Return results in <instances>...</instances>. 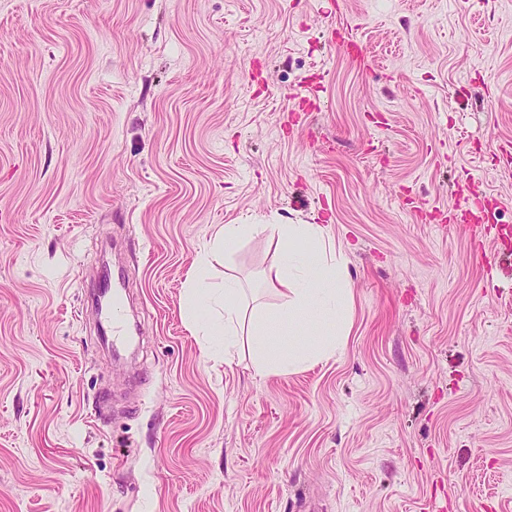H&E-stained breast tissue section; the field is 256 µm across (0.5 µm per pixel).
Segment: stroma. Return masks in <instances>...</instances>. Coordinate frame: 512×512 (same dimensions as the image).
I'll return each instance as SVG.
<instances>
[{"instance_id": "35a3bbf8", "label": "stroma", "mask_w": 512, "mask_h": 512, "mask_svg": "<svg viewBox=\"0 0 512 512\" xmlns=\"http://www.w3.org/2000/svg\"><path fill=\"white\" fill-rule=\"evenodd\" d=\"M466 194L512 226V0H0V512H512V269ZM227 224L250 316L267 225H328L342 352L209 355L184 296ZM121 288H124V284L120 278L108 279L99 285L94 294L99 315L110 324L112 344L121 343L126 336L124 314L114 300Z\"/></svg>"}]
</instances>
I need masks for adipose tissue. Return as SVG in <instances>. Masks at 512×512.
Wrapping results in <instances>:
<instances>
[{
  "label": "adipose tissue",
  "instance_id": "1",
  "mask_svg": "<svg viewBox=\"0 0 512 512\" xmlns=\"http://www.w3.org/2000/svg\"><path fill=\"white\" fill-rule=\"evenodd\" d=\"M269 240L277 253L276 280L287 288V302L275 319L287 322L288 341L272 336L269 319L254 318L249 344L258 374L285 373L335 352L344 341L349 300L347 256L335 248L323 224H271ZM217 251L199 256L189 282L186 315L192 328L212 339L214 350H231L241 322L238 282L210 283Z\"/></svg>",
  "mask_w": 512,
  "mask_h": 512
}]
</instances>
